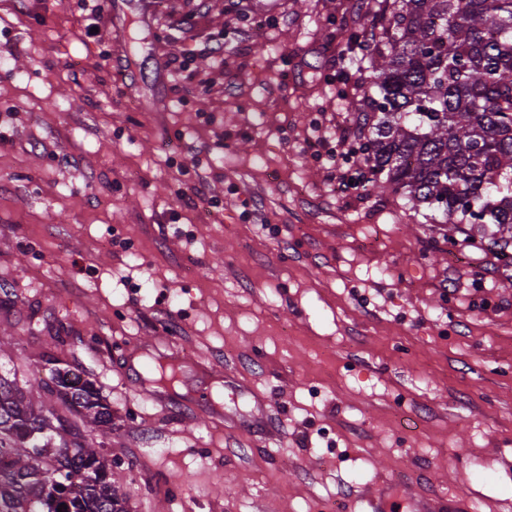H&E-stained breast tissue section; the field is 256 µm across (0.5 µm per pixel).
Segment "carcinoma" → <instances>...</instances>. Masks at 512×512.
Instances as JSON below:
<instances>
[{
  "label": "carcinoma",
  "instance_id": "cac0c4a2",
  "mask_svg": "<svg viewBox=\"0 0 512 512\" xmlns=\"http://www.w3.org/2000/svg\"><path fill=\"white\" fill-rule=\"evenodd\" d=\"M385 2L362 27L336 30L370 63L365 191L400 192L426 223L464 224L465 246L512 261V0ZM45 364L38 402L0 376V512H126L112 487L110 403L82 374Z\"/></svg>",
  "mask_w": 512,
  "mask_h": 512
}]
</instances>
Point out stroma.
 Here are the masks:
<instances>
[{"label": "stroma", "instance_id": "stroma-1", "mask_svg": "<svg viewBox=\"0 0 512 512\" xmlns=\"http://www.w3.org/2000/svg\"><path fill=\"white\" fill-rule=\"evenodd\" d=\"M381 6L110 0L91 38L82 0H0V372L97 382L128 512H512V267L315 156L363 109L329 34ZM153 342L189 359L159 402Z\"/></svg>", "mask_w": 512, "mask_h": 512}]
</instances>
